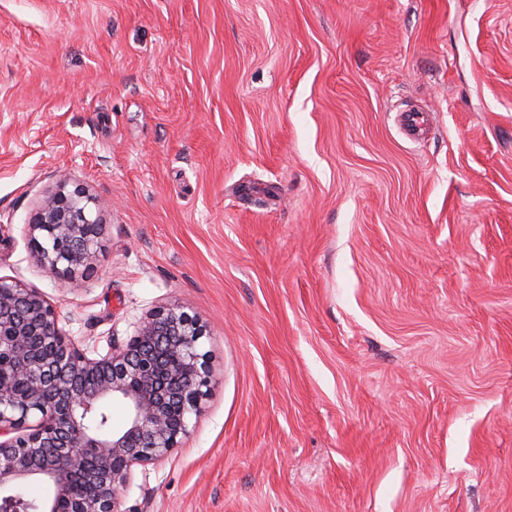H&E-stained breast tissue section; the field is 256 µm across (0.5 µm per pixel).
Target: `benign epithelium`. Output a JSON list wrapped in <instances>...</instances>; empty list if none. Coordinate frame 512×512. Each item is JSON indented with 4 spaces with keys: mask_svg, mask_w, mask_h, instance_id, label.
<instances>
[{
    "mask_svg": "<svg viewBox=\"0 0 512 512\" xmlns=\"http://www.w3.org/2000/svg\"><path fill=\"white\" fill-rule=\"evenodd\" d=\"M86 190L63 174L31 224L33 258L70 279L93 272L105 225ZM206 329L177 306L152 312L124 345L88 357L37 290L0 277V503L39 479V512H121L135 464L174 450L210 391ZM124 425H88L107 401ZM39 416L36 423L30 418Z\"/></svg>",
    "mask_w": 512,
    "mask_h": 512,
    "instance_id": "benign-epithelium-1",
    "label": "benign epithelium"
}]
</instances>
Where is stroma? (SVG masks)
<instances>
[{"label":"stroma","mask_w":512,"mask_h":512,"mask_svg":"<svg viewBox=\"0 0 512 512\" xmlns=\"http://www.w3.org/2000/svg\"><path fill=\"white\" fill-rule=\"evenodd\" d=\"M64 173L106 224L65 282ZM0 277L92 358L205 326L123 512H512V0H0ZM69 183L62 174L56 188L41 200L30 239L37 264L63 279L93 272L105 229L100 214L89 208L86 190L79 185L69 189Z\"/></svg>","instance_id":"35a3bbf8"}]
</instances>
